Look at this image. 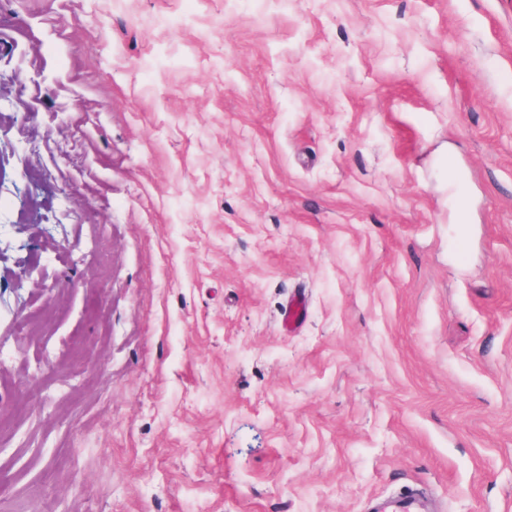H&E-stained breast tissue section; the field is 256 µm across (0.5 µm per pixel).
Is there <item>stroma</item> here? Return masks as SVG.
Returning a JSON list of instances; mask_svg holds the SVG:
<instances>
[{
  "instance_id": "obj_1",
  "label": "stroma",
  "mask_w": 512,
  "mask_h": 512,
  "mask_svg": "<svg viewBox=\"0 0 512 512\" xmlns=\"http://www.w3.org/2000/svg\"><path fill=\"white\" fill-rule=\"evenodd\" d=\"M0 74V512H512V0H0Z\"/></svg>"
}]
</instances>
